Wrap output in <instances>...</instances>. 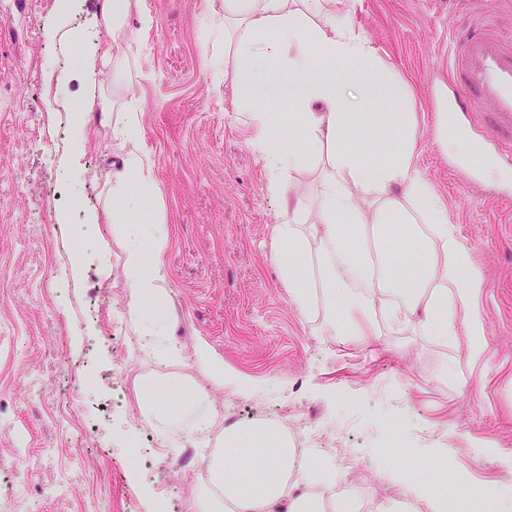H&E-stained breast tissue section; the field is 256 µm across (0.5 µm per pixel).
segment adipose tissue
I'll use <instances>...</instances> for the list:
<instances>
[{
    "label": "adipose tissue",
    "instance_id": "ef3b65f1",
    "mask_svg": "<svg viewBox=\"0 0 512 512\" xmlns=\"http://www.w3.org/2000/svg\"><path fill=\"white\" fill-rule=\"evenodd\" d=\"M330 0H224V52L233 56L255 145L263 160L266 187L288 199V217L274 225L272 252L288 298L306 318H322L336 335L365 339L380 324L405 325L413 333L448 346L440 367L455 383L460 367L488 365L483 319L486 276L448 220V205L415 164L417 115L368 112L380 90L406 94L398 71L381 62L369 43L329 7ZM96 10L112 30L110 44L96 49L113 72L128 74L137 55L136 37L124 20L137 15L142 28L153 16L142 0H98ZM287 89L296 103L295 125L308 134L312 153L326 152L319 175L317 207L288 197L287 179L302 162L292 145L269 137L265 92ZM383 139L380 161L368 164L356 141L362 125ZM125 153V191L136 176L143 198L159 200L152 163L143 152L141 116L123 113L115 127ZM113 230L125 253L128 316L158 345L157 358L177 361L166 345V323L148 314L165 291L162 256L168 229L163 216L142 217L141 200L112 212ZM141 410L169 428L190 433L207 429L201 397L172 409L165 387L137 393ZM192 492L193 512H360V504L336 491L335 468L316 474L296 467L293 438L274 424L225 428Z\"/></svg>",
    "mask_w": 512,
    "mask_h": 512
}]
</instances>
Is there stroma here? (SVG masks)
<instances>
[{"instance_id": "35a3bbf8", "label": "stroma", "mask_w": 512, "mask_h": 512, "mask_svg": "<svg viewBox=\"0 0 512 512\" xmlns=\"http://www.w3.org/2000/svg\"><path fill=\"white\" fill-rule=\"evenodd\" d=\"M143 2L154 24L127 18L139 55L125 81L102 63L75 64L111 40L94 0H0V512H156L163 488L169 512H189L211 454L185 451L157 421L137 425V387L114 373L113 324L137 336L111 219L122 153L113 129L132 105L169 227L161 314L181 350L179 363L144 366V378L189 380L224 428L282 414L306 436L345 432L354 454L335 468L365 512L397 494L395 468L442 504L476 487L512 505L504 378L485 384L464 369L451 387L435 377L447 347L408 328L360 342L301 316L271 249L286 202L265 189L224 74V0ZM336 10L404 78L406 100L385 109L417 112V166L484 269L488 351L512 361V180L476 163L479 117L464 137L437 132L436 85L465 23L456 0H341ZM200 343L241 385L212 382L194 358ZM87 376L95 386L71 402ZM389 418L405 446L387 447ZM130 440L140 461L124 452ZM444 470L468 479L439 481Z\"/></svg>"}]
</instances>
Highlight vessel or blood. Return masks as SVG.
Segmentation results:
<instances>
[{
	"label": "vessel or blood",
	"mask_w": 512,
	"mask_h": 512,
	"mask_svg": "<svg viewBox=\"0 0 512 512\" xmlns=\"http://www.w3.org/2000/svg\"><path fill=\"white\" fill-rule=\"evenodd\" d=\"M448 79L456 88L448 105L450 123L461 129L480 114L484 156L512 175V45L473 17L448 57Z\"/></svg>",
	"instance_id": "obj_1"
}]
</instances>
